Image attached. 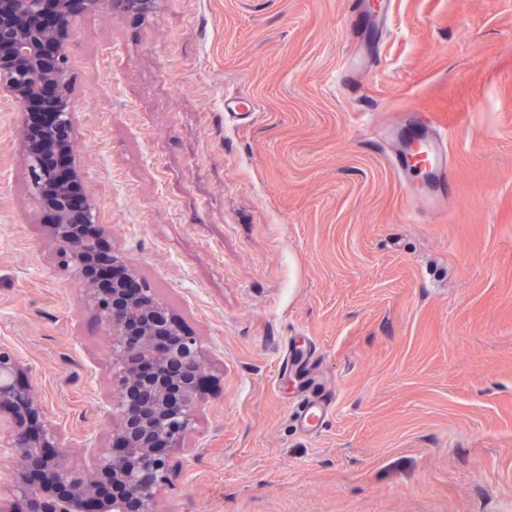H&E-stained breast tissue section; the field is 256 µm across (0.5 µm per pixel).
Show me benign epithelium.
<instances>
[{
  "instance_id": "7a95c632",
  "label": "benign epithelium",
  "mask_w": 512,
  "mask_h": 512,
  "mask_svg": "<svg viewBox=\"0 0 512 512\" xmlns=\"http://www.w3.org/2000/svg\"><path fill=\"white\" fill-rule=\"evenodd\" d=\"M155 0H106L108 11L139 19ZM90 0H0V99L27 110L42 101L45 118L18 130L37 203L52 212L57 251L71 264L86 300L111 336V387L101 409L116 415L107 447L87 448L92 468L66 458L65 432L43 419L24 380L26 367L0 347V455L11 463L0 512H157L158 491L170 482L173 452L201 410L205 360L195 337L138 273L112 251L80 170L68 178L47 158L70 154L76 79L69 38ZM120 269L99 287L96 272Z\"/></svg>"
}]
</instances>
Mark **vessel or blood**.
Here are the masks:
<instances>
[{"label":"vessel or blood","instance_id":"b4317fda","mask_svg":"<svg viewBox=\"0 0 512 512\" xmlns=\"http://www.w3.org/2000/svg\"><path fill=\"white\" fill-rule=\"evenodd\" d=\"M388 139L392 143L391 159L396 171L416 169L421 183L403 187L409 208L421 207L448 214V188L454 177L448 167V141L450 133L433 126L427 120L403 121L390 126Z\"/></svg>","mask_w":512,"mask_h":512}]
</instances>
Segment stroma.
Instances as JSON below:
<instances>
[{"label": "stroma", "instance_id": "1", "mask_svg": "<svg viewBox=\"0 0 512 512\" xmlns=\"http://www.w3.org/2000/svg\"><path fill=\"white\" fill-rule=\"evenodd\" d=\"M388 14L371 40L354 0L76 19L74 162L207 362L158 512H512V0ZM414 114L453 130L444 224L390 166L384 132ZM24 118L0 101V346L82 469L111 441L110 347L35 203ZM308 395L329 405L311 431Z\"/></svg>", "mask_w": 512, "mask_h": 512}]
</instances>
